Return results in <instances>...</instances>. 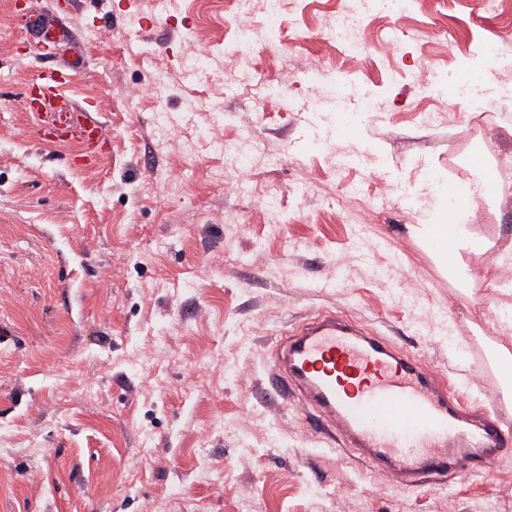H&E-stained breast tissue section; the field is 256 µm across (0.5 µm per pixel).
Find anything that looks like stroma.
Listing matches in <instances>:
<instances>
[{
    "instance_id": "35a3bbf8",
    "label": "stroma",
    "mask_w": 512,
    "mask_h": 512,
    "mask_svg": "<svg viewBox=\"0 0 512 512\" xmlns=\"http://www.w3.org/2000/svg\"><path fill=\"white\" fill-rule=\"evenodd\" d=\"M42 2L73 37L55 62L81 66L77 113L104 141L89 165L78 144L32 137L24 100L40 64L17 0H0V512H512V438L492 475L398 489L336 453L271 376L286 329L329 309L504 415L496 373L467 375L489 350L512 351L490 319L512 294L463 293L407 227L432 222L436 183L470 178L479 145L507 172L475 227L496 246L469 264L499 259L512 277V0L371 15L357 62L317 37L347 0H285L276 46L250 54L265 81L248 86L226 48L235 23L265 26L255 0ZM394 27L406 38L393 51ZM191 37L214 52L208 73L182 67ZM485 47L492 92L449 97ZM417 68L439 85L406 80ZM159 76L158 101L122 93ZM336 85L346 112L377 100L356 131L325 120ZM160 107L197 133L192 158L157 145ZM245 136L256 160L238 172L211 144ZM174 166L184 181L168 189ZM266 193L279 223L254 204Z\"/></svg>"
}]
</instances>
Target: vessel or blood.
Instances as JSON below:
<instances>
[{
  "label": "vessel or blood",
  "mask_w": 512,
  "mask_h": 512,
  "mask_svg": "<svg viewBox=\"0 0 512 512\" xmlns=\"http://www.w3.org/2000/svg\"><path fill=\"white\" fill-rule=\"evenodd\" d=\"M21 26L42 61L25 97L32 136L80 142L94 160L103 127L75 119L68 70L52 63L69 31L41 12L25 14ZM272 362L284 400L311 407L338 450L357 451L371 471L403 488L488 470L512 437L511 420L463 407L419 356L334 311L287 331Z\"/></svg>",
  "instance_id": "vessel-or-blood-1"
}]
</instances>
